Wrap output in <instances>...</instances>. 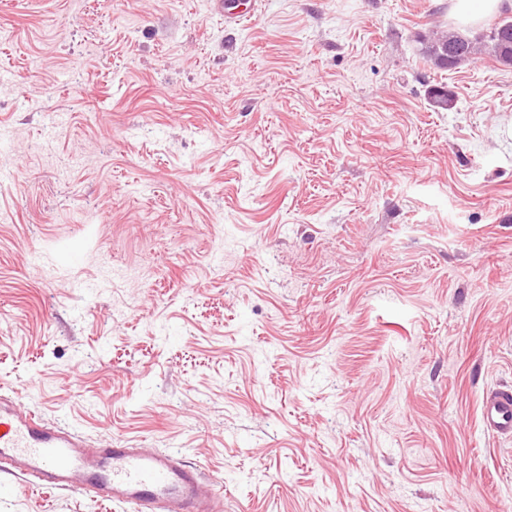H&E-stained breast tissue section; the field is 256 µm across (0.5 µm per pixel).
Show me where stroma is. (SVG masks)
I'll list each match as a JSON object with an SVG mask.
<instances>
[{
	"instance_id": "1",
	"label": "stroma",
	"mask_w": 512,
	"mask_h": 512,
	"mask_svg": "<svg viewBox=\"0 0 512 512\" xmlns=\"http://www.w3.org/2000/svg\"><path fill=\"white\" fill-rule=\"evenodd\" d=\"M452 7L0 0V391L178 451L224 512H512L479 422L512 384V67L425 64ZM4 481L0 512H129ZM238 2H224L223 0H214L215 11L224 16V21L238 24L248 20L254 15L258 8L257 0H237ZM240 6L244 8L239 9Z\"/></svg>"
}]
</instances>
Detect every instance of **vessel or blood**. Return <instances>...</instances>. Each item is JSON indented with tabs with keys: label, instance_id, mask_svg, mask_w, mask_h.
<instances>
[{
	"label": "vessel or blood",
	"instance_id": "b4317fda",
	"mask_svg": "<svg viewBox=\"0 0 512 512\" xmlns=\"http://www.w3.org/2000/svg\"><path fill=\"white\" fill-rule=\"evenodd\" d=\"M257 0H214L230 23L254 15ZM481 423L495 437L512 436V387L487 391ZM0 472L21 475L36 487L92 492L130 505L134 512H218L217 497L204 490L199 471L168 448H90L74 432L21 413L0 393Z\"/></svg>",
	"mask_w": 512,
	"mask_h": 512
}]
</instances>
